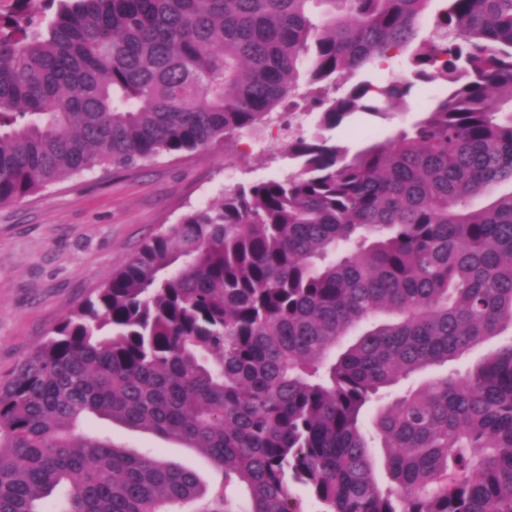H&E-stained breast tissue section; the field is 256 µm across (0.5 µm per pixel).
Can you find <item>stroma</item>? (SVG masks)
Segmentation results:
<instances>
[{
	"instance_id": "obj_1",
	"label": "stroma",
	"mask_w": 512,
	"mask_h": 512,
	"mask_svg": "<svg viewBox=\"0 0 512 512\" xmlns=\"http://www.w3.org/2000/svg\"><path fill=\"white\" fill-rule=\"evenodd\" d=\"M440 91L437 84H416L387 113H355L329 136L352 153L368 134L385 141L409 127ZM283 147L276 130L264 128L131 170L95 169L0 205V374L189 208L213 201L225 185L283 174ZM90 425L117 443L156 449L203 478L212 474L207 459L179 443L104 420Z\"/></svg>"
}]
</instances>
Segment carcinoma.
Masks as SVG:
<instances>
[{
    "label": "carcinoma",
    "mask_w": 512,
    "mask_h": 512,
    "mask_svg": "<svg viewBox=\"0 0 512 512\" xmlns=\"http://www.w3.org/2000/svg\"><path fill=\"white\" fill-rule=\"evenodd\" d=\"M46 0L0 15V203L272 123L293 170L186 211L0 376V512H512V0ZM407 53L443 93L354 155ZM314 116L317 132L293 130ZM485 199L483 206L475 200ZM90 417L181 443L214 477ZM410 75V68L406 61V55L388 59L375 66L371 79L375 84L383 85L391 81H400ZM510 337L511 336H498L493 338L483 345L476 347L464 360L448 362V364L442 366L429 367L418 374L415 380L416 384L429 382L453 371L464 373L466 370L472 369L487 353L508 342Z\"/></svg>",
    "instance_id": "cac0c4a2"
}]
</instances>
